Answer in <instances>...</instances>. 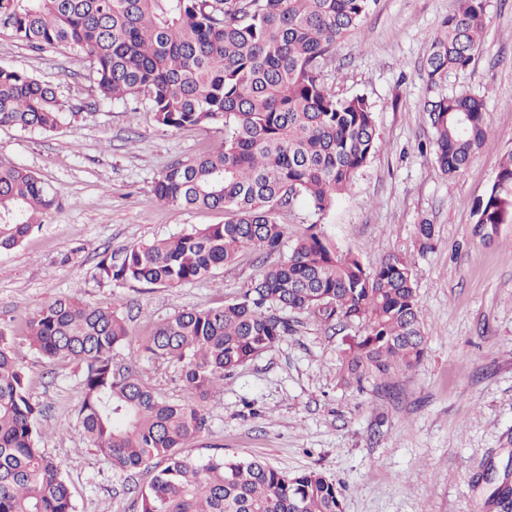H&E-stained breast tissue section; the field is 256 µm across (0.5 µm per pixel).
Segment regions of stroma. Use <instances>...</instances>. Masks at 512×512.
<instances>
[{
  "label": "stroma",
  "instance_id": "stroma-1",
  "mask_svg": "<svg viewBox=\"0 0 512 512\" xmlns=\"http://www.w3.org/2000/svg\"><path fill=\"white\" fill-rule=\"evenodd\" d=\"M457 0H374L326 68L338 96H364L379 133L373 158L323 217L325 233L373 268L406 257L417 278L427 336L423 358L379 386L343 385L346 337L360 325L332 329L291 312L292 326L273 349L226 376L205 399L204 430L183 450L204 461L259 458L293 474L316 470L344 488V512H505L492 499L512 486V224L481 239L475 211L512 152V0H487L481 47L467 70L429 85L426 48ZM83 54L35 51L0 33V66L50 84L80 108L51 132L0 128V158L37 173L60 191L50 220L14 250L0 253V327L33 399L44 409L42 450L60 466L75 512H139L131 475L92 448L78 419L80 368L32 350L29 321L62 295L114 307L131 337L117 363L185 398L179 366L155 368L139 345L148 323L190 308L235 299L260 272L245 255L214 277L177 288L104 278V256L193 227L220 224V211L159 205L160 172L216 148L212 126L158 127L143 104L95 103ZM469 91L486 104L490 148L455 176L439 170L428 145L435 131L425 102ZM432 227L423 237L421 225Z\"/></svg>",
  "mask_w": 512,
  "mask_h": 512
}]
</instances>
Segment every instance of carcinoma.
I'll list each match as a JSON object with an SVG mask.
<instances>
[{
  "mask_svg": "<svg viewBox=\"0 0 512 512\" xmlns=\"http://www.w3.org/2000/svg\"><path fill=\"white\" fill-rule=\"evenodd\" d=\"M373 0H0V32L28 46L85 53L101 101H144L154 122L220 124L216 149L178 161L154 181L170 207L224 211L222 224L143 243L99 269L115 282L159 288L208 279L242 255L267 260L287 235L277 214L302 200L316 220L288 258L263 266L233 301L183 309L150 326L142 351L157 367H181L188 396L172 401L117 365L129 337L124 317L71 296L39 310L29 345L81 367L80 424L91 447L124 472L163 462L140 494L139 512H343V495L317 471L288 474L260 460L197 462L181 448L204 429L197 398L273 348L291 331L283 311L329 327L357 323L343 350L340 380L362 386L413 368L426 334L408 261L396 254L373 269L340 249L320 220L373 157L378 133L362 96L339 97L324 81L336 46ZM487 0H457L428 46L434 86L473 61ZM434 156L453 176L488 146L484 101L468 93L429 100ZM76 113L51 85L0 66V127L50 132ZM60 192L0 158V252L22 244L59 205ZM512 223V153L477 208L475 232L490 238ZM43 409L0 328V512H74L58 463L39 447Z\"/></svg>",
  "mask_w": 512,
  "mask_h": 512,
  "instance_id": "1",
  "label": "carcinoma"
}]
</instances>
